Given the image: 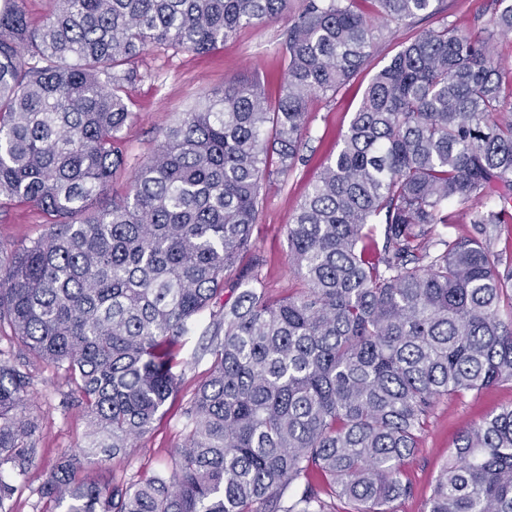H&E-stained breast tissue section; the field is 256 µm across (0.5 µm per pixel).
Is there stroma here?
Wrapping results in <instances>:
<instances>
[{"label": "stroma", "instance_id": "35a3bbf8", "mask_svg": "<svg viewBox=\"0 0 512 512\" xmlns=\"http://www.w3.org/2000/svg\"><path fill=\"white\" fill-rule=\"evenodd\" d=\"M444 16L424 18L383 38L370 64L337 95L314 96L308 105L303 150L305 162L288 174H275L263 188L262 210L254 230V251L262 260L258 274L268 297L277 298L295 287L288 262L286 226L304 198L314 174L336 151L338 136L358 109L376 71L386 65L400 45L420 31L448 24L463 32L487 27L490 0H445ZM287 19L263 22L239 30L209 52L197 55L163 45L149 47L132 65L138 80L128 88L134 117L120 134V147L128 169L110 181L103 202L124 196L130 172L144 162L161 141V132L191 112L205 94L224 84L258 78L269 96H277L285 66L281 33ZM47 216L25 203L0 210V252L11 253L29 245L47 224ZM209 316H202L181 357L185 361L178 392L157 414L150 433L127 452L79 472L82 480L128 484L142 477L169 472L184 437L183 409L205 381L211 359L207 351ZM33 384L25 400L27 416L38 424L37 454L25 480L19 482L11 501L12 512H59L43 497L42 484L62 452L81 448L86 441L88 417L70 393L65 374L55 365L40 363L33 370ZM512 406V385L496 386L464 399L440 398L430 424L414 455L403 468V479L413 493L393 504L394 512H426L434 480L452 452L461 431L490 414Z\"/></svg>", "mask_w": 512, "mask_h": 512}]
</instances>
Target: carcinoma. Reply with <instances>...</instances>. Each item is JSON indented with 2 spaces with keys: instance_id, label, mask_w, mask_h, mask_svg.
<instances>
[{
  "instance_id": "obj_1",
  "label": "carcinoma",
  "mask_w": 512,
  "mask_h": 512,
  "mask_svg": "<svg viewBox=\"0 0 512 512\" xmlns=\"http://www.w3.org/2000/svg\"><path fill=\"white\" fill-rule=\"evenodd\" d=\"M21 2L0 7V206L50 222L0 259V326L26 354L0 351V512L35 459L39 361L90 418L42 486L63 512H393L437 401L512 384V71L495 54L512 0H491L477 34L422 31L376 72L287 225L299 288L276 301L238 262L265 182L304 161L309 98L444 0H306L275 99L257 80L208 94L93 211L125 165L129 62L152 44L204 53L289 0H54L37 25ZM207 311L209 375L169 476L74 483L151 430ZM427 512H512V407L460 433Z\"/></svg>"
}]
</instances>
